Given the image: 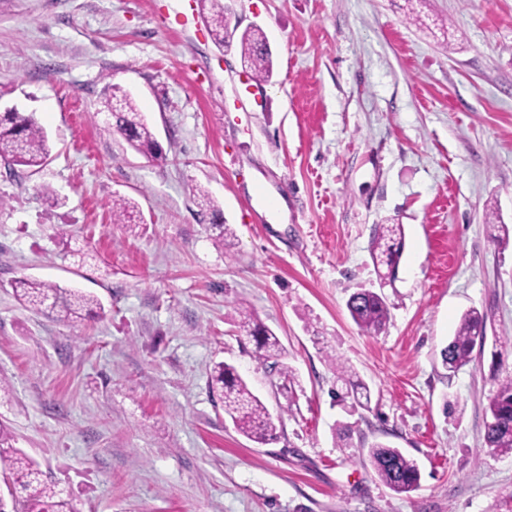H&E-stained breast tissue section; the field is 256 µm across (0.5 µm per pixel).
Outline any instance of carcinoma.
<instances>
[{
  "label": "carcinoma",
  "mask_w": 512,
  "mask_h": 512,
  "mask_svg": "<svg viewBox=\"0 0 512 512\" xmlns=\"http://www.w3.org/2000/svg\"><path fill=\"white\" fill-rule=\"evenodd\" d=\"M213 35L220 46L226 43L224 5L221 0H207ZM240 54L244 63L259 81L272 78L273 64L266 39L258 28L247 29L240 36ZM103 109L111 113L114 123L104 127L110 134L117 131L139 153L156 157L160 147L141 112L130 97L116 94V87L107 86ZM50 156L49 138L32 113L4 112L0 114V161L12 166L40 168ZM138 206L126 198L112 201V215L118 224L137 225ZM403 225L381 224L375 233L372 248L381 280H393L404 249ZM17 295L26 305L55 314L59 320L79 323L99 305L97 298L55 282L38 279L17 281ZM347 308L354 323L365 333L376 335L389 322L390 312L383 295L372 288H358L350 294ZM242 327L255 342V358L262 364L273 362L281 383L279 388L292 392L294 377L288 365L280 362L282 346L279 337L256 318L245 316ZM484 317L475 309L465 312L448 345L442 349V365L455 372L471 361L476 345L484 344ZM347 393L354 400H370V391L359 380L341 371ZM211 388L224 403V413L237 429L249 439L267 444L277 439V427L262 401L251 391L236 368L228 363L217 365L211 378ZM485 445L494 455L512 454V376L497 384L487 407ZM367 458L380 481L396 493H410L420 486L421 472L417 462L399 448L383 442L373 443ZM0 478L10 490L9 499L0 497V512H74L69 498L56 484L44 479L38 465L13 446L9 428L0 424Z\"/></svg>",
  "instance_id": "obj_1"
}]
</instances>
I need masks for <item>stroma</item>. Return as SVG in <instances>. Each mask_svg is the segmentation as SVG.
I'll return each mask as SVG.
<instances>
[{
    "mask_svg": "<svg viewBox=\"0 0 512 512\" xmlns=\"http://www.w3.org/2000/svg\"><path fill=\"white\" fill-rule=\"evenodd\" d=\"M222 2L224 47L200 0H0L14 81L0 104L35 113L52 146L38 172L0 164V422L78 512H512V455L484 446L512 375V247L494 242L512 227V0ZM253 26L274 74L246 96ZM109 84L162 159L104 132ZM118 197L137 203L136 229L113 222ZM381 224L405 230L386 284ZM23 277L104 311L75 326L34 312L12 288ZM360 286L389 305L378 335L348 312ZM471 308L485 344L451 373L441 351ZM246 311L279 337L295 394L256 360ZM222 361L275 441L225 415L209 388ZM342 367L368 406L337 399ZM377 441L417 460V491L380 482L363 459Z\"/></svg>",
    "mask_w": 512,
    "mask_h": 512,
    "instance_id": "35a3bbf8",
    "label": "stroma"
}]
</instances>
